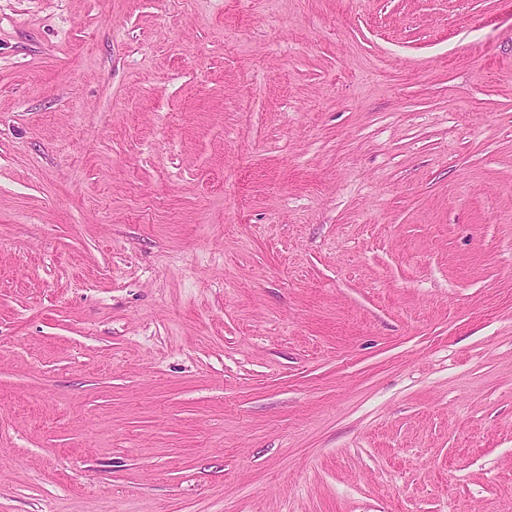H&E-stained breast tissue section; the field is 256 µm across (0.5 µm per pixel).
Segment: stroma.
Here are the masks:
<instances>
[{"label":"stroma","mask_w":512,"mask_h":512,"mask_svg":"<svg viewBox=\"0 0 512 512\" xmlns=\"http://www.w3.org/2000/svg\"><path fill=\"white\" fill-rule=\"evenodd\" d=\"M0 512H512V0H0Z\"/></svg>","instance_id":"1"}]
</instances>
